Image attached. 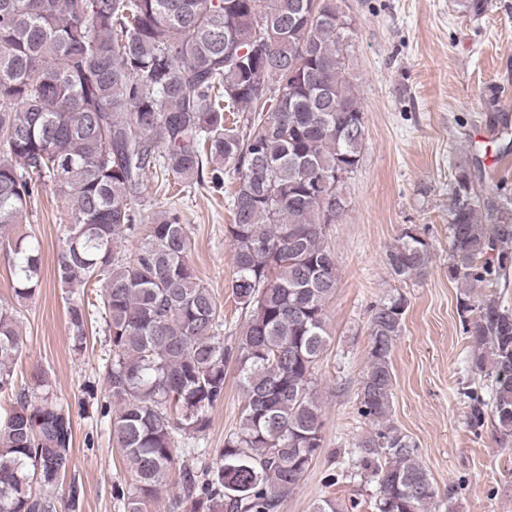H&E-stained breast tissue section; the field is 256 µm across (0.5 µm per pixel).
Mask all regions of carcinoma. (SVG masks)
Returning <instances> with one entry per match:
<instances>
[{"label": "carcinoma", "instance_id": "obj_1", "mask_svg": "<svg viewBox=\"0 0 512 512\" xmlns=\"http://www.w3.org/2000/svg\"><path fill=\"white\" fill-rule=\"evenodd\" d=\"M356 35L340 0H0V246L17 256L14 293L34 297L42 251L13 225L42 186L70 222L56 276L63 288L100 282L112 347L106 367L113 435L132 489L114 495L142 512L179 471L184 512H279L323 448L317 368L340 280L327 228L349 210L344 193L367 139L349 51ZM239 116L226 123L225 113ZM448 183V276L473 380L459 389L467 426L512 448V306L496 291L512 265V194L488 197L472 169ZM212 188L235 178L229 288L244 312L235 346L190 261L181 217L135 204L157 172ZM147 225L134 250L122 242ZM432 243L402 230L386 251L401 282L424 277ZM407 297L372 306L358 415L371 431L357 468L376 479L375 512H452L417 443L392 419L391 353ZM74 347L86 341L82 299L68 303ZM18 310L0 305V394L16 405L0 424V512H58L71 466L72 421L42 369L20 386ZM234 362L239 429L206 459L189 447L224 399Z\"/></svg>", "mask_w": 512, "mask_h": 512}]
</instances>
